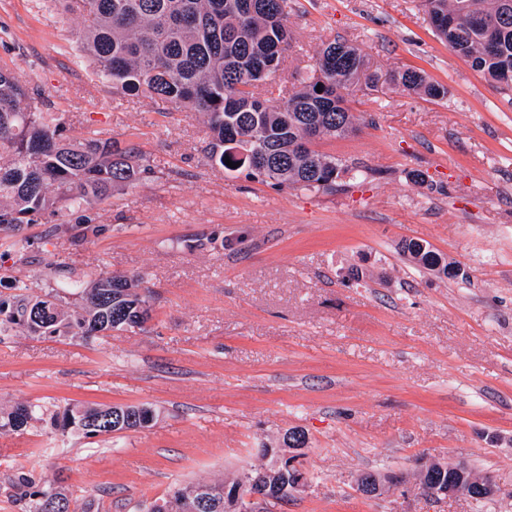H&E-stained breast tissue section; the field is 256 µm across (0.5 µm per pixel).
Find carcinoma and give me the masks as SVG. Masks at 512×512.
<instances>
[{
  "label": "carcinoma",
  "instance_id": "obj_1",
  "mask_svg": "<svg viewBox=\"0 0 512 512\" xmlns=\"http://www.w3.org/2000/svg\"><path fill=\"white\" fill-rule=\"evenodd\" d=\"M426 11L448 21L436 35L471 67L492 80L512 84V21L497 24L512 0H423ZM85 18L77 50L93 64V76L121 95L150 94L176 109L201 112L210 133L208 158L249 181L279 188L330 191L346 175L361 176L336 157L317 149L312 136L345 138L356 130L355 115L339 90L359 78L366 64L359 49L331 41L320 50L313 74L297 78V90L274 106L257 96L275 82L291 47L288 0H77ZM398 82L408 90L443 98L448 90L431 84L416 70ZM38 77L0 67V230L24 224H60L96 231L99 204L112 192L129 187L146 167L128 149L95 131L74 133L67 112H43L21 106L39 94ZM69 220H63V217ZM400 251L425 269L448 274L449 263L418 241L405 240ZM140 275L101 273L88 283L71 280L81 305L69 310L59 296L14 278L17 293L0 297V335L21 327L36 338L107 336L141 328L151 319L149 292L139 291ZM134 421L125 430L146 427L154 411L144 405H120ZM96 406L74 405L49 413L55 431L74 430L84 438L101 432L90 427ZM39 404H19L1 428L22 431ZM273 470V462L263 466ZM261 469V470H263ZM261 470H253L258 475ZM275 471V470H273ZM293 479L288 469L270 477L278 490ZM12 486L23 512H44L43 498L54 492L66 512L78 505L65 488L41 486L18 472ZM207 500L204 512H225L224 484H177L155 500L156 512H190L193 502Z\"/></svg>",
  "mask_w": 512,
  "mask_h": 512
}]
</instances>
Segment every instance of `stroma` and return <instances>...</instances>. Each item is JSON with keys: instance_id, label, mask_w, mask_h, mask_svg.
Here are the masks:
<instances>
[{"instance_id": "1", "label": "stroma", "mask_w": 512, "mask_h": 512, "mask_svg": "<svg viewBox=\"0 0 512 512\" xmlns=\"http://www.w3.org/2000/svg\"><path fill=\"white\" fill-rule=\"evenodd\" d=\"M82 25L65 0H0V66L36 71L54 111L150 170L98 206L97 234L23 226L26 264L0 232V293L13 276L62 289L60 265L85 281L140 274L152 318L104 337L0 336V411L145 404L157 416L92 443L38 420L0 430V512H22L20 469L68 486L84 512H140L174 484L261 467L294 429L310 483L272 512H512V89L450 50L422 0H288L273 102L335 39L379 81L342 88L358 129L318 144L366 180L277 189L211 167L203 113L94 79L76 57ZM407 69L447 97L404 90ZM404 239L461 277L415 268ZM432 460L492 476L497 496L371 498L354 482Z\"/></svg>"}]
</instances>
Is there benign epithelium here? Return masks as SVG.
I'll return each mask as SVG.
<instances>
[{
    "label": "benign epithelium",
    "mask_w": 512,
    "mask_h": 512,
    "mask_svg": "<svg viewBox=\"0 0 512 512\" xmlns=\"http://www.w3.org/2000/svg\"><path fill=\"white\" fill-rule=\"evenodd\" d=\"M124 424V416L121 412H112L105 408L97 416L94 425L107 430L118 429ZM274 463L278 467H286L293 471L295 481L291 493L301 492L309 483L307 471L297 464L296 456L284 451L275 454ZM437 466L442 470H448V484L437 486L432 490L434 498H469L472 500H485L497 494V486L491 477L487 475L477 476L466 467L439 462L437 464L422 463L414 473V478H409L401 473L395 477L385 478L376 475L372 478L368 474L360 472L355 476V483L361 490L372 496H384L390 492L401 491L407 493L411 490L419 491L421 480ZM232 496L235 497L239 512H268L269 506L279 502L275 496L261 491L256 487V481L252 474L242 473L234 479Z\"/></svg>",
    "instance_id": "obj_1"
}]
</instances>
